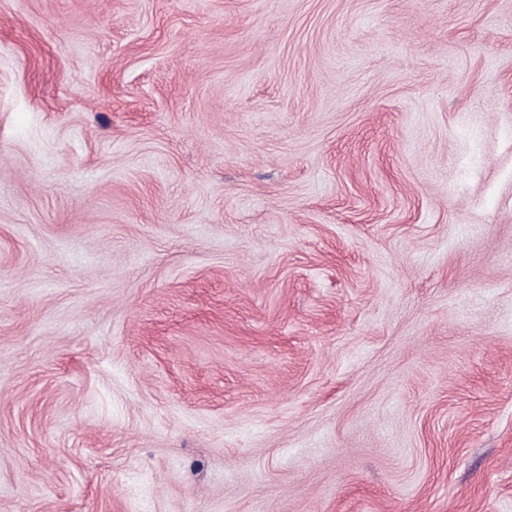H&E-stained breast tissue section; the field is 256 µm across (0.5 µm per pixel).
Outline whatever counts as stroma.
Returning a JSON list of instances; mask_svg holds the SVG:
<instances>
[{
	"instance_id": "1",
	"label": "stroma",
	"mask_w": 512,
	"mask_h": 512,
	"mask_svg": "<svg viewBox=\"0 0 512 512\" xmlns=\"http://www.w3.org/2000/svg\"><path fill=\"white\" fill-rule=\"evenodd\" d=\"M0 512H512V0H0Z\"/></svg>"
}]
</instances>
